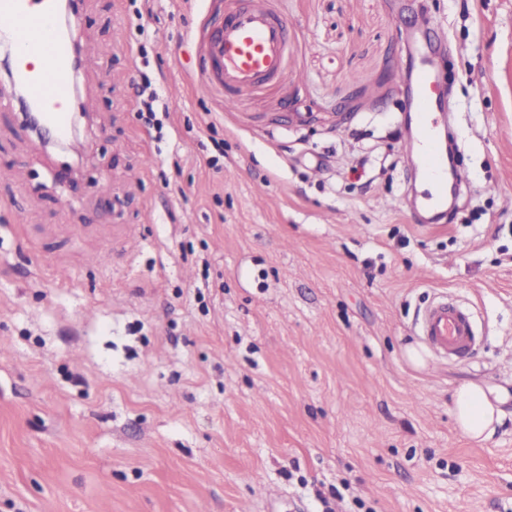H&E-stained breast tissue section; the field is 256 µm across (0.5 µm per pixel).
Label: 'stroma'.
<instances>
[{
	"instance_id": "35a3bbf8",
	"label": "stroma",
	"mask_w": 512,
	"mask_h": 512,
	"mask_svg": "<svg viewBox=\"0 0 512 512\" xmlns=\"http://www.w3.org/2000/svg\"><path fill=\"white\" fill-rule=\"evenodd\" d=\"M246 4L287 23L303 79L231 106L199 93L197 56ZM424 16L448 35L438 130L467 176L436 224L404 204ZM77 18L96 52L79 174L53 179L64 157L0 114V512H512V419L477 444L450 412L465 381L512 410V0H78ZM441 294L476 352L413 364Z\"/></svg>"
}]
</instances>
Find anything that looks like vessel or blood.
I'll return each mask as SVG.
<instances>
[{
  "mask_svg": "<svg viewBox=\"0 0 512 512\" xmlns=\"http://www.w3.org/2000/svg\"><path fill=\"white\" fill-rule=\"evenodd\" d=\"M0 43L10 54L7 89H0V108L13 110V89H21L23 102L39 113L44 139L70 144L84 152L86 143L74 137V60L81 42L76 22L61 24L58 0H0ZM286 25L266 9L247 5L235 9L218 32L206 42L200 61L198 89L206 93L221 87L238 93L266 79L288 75ZM434 77L420 70L415 79L414 130L417 156L424 175L435 187L427 202L431 210L448 206L449 182L463 183L462 171H449L439 155L437 124L432 118ZM419 334L436 356L461 359L473 352L476 333L470 313L441 297L423 310Z\"/></svg>",
  "mask_w": 512,
  "mask_h": 512,
  "instance_id": "vessel-or-blood-1",
  "label": "vessel or blood"
}]
</instances>
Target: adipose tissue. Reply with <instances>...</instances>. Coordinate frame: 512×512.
Wrapping results in <instances>:
<instances>
[{
	"label": "adipose tissue",
	"instance_id": "ef3b65f1",
	"mask_svg": "<svg viewBox=\"0 0 512 512\" xmlns=\"http://www.w3.org/2000/svg\"><path fill=\"white\" fill-rule=\"evenodd\" d=\"M452 414L457 428L479 443L492 438L505 417L501 398L473 382L463 383L455 390Z\"/></svg>",
	"mask_w": 512,
	"mask_h": 512
}]
</instances>
